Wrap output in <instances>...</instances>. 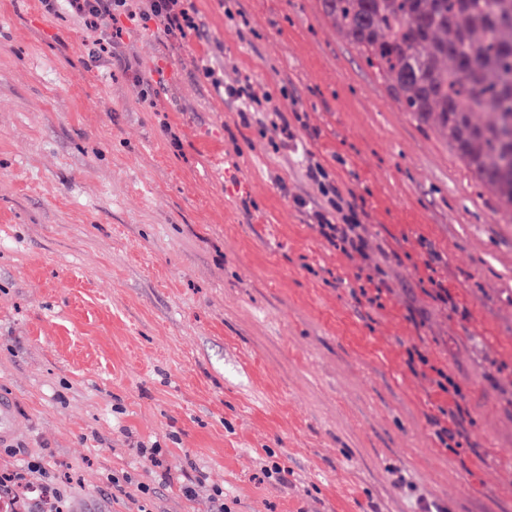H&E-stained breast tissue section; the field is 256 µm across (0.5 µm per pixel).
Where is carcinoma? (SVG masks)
I'll return each mask as SVG.
<instances>
[{
  "mask_svg": "<svg viewBox=\"0 0 512 512\" xmlns=\"http://www.w3.org/2000/svg\"><path fill=\"white\" fill-rule=\"evenodd\" d=\"M403 111L512 212V0H319Z\"/></svg>",
  "mask_w": 512,
  "mask_h": 512,
  "instance_id": "cac0c4a2",
  "label": "carcinoma"
}]
</instances>
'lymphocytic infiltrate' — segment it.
<instances>
[{
	"label": "lymphocytic infiltrate",
	"mask_w": 512,
	"mask_h": 512,
	"mask_svg": "<svg viewBox=\"0 0 512 512\" xmlns=\"http://www.w3.org/2000/svg\"><path fill=\"white\" fill-rule=\"evenodd\" d=\"M44 3L50 11L64 8L86 27L112 39L121 37L123 28L119 21L123 18L134 24L155 22L168 35H182L197 27L192 0H44ZM199 70L237 112L244 126L255 128L261 137L267 138L273 150L293 152L296 164L317 193L313 200L294 196L293 203L309 212L328 245L348 257H360L364 267H372L375 258L369 230L357 213L355 195L344 193L325 164L297 137L295 127L304 123V114L282 106L270 92L250 79L225 80L206 61ZM430 382L448 398V423L435 432L439 442L448 446L461 434L464 396L459 385L443 370H436ZM0 494L6 496L12 512H42V497L46 494L52 498L55 512H67L62 487L38 459L28 461L20 470H1Z\"/></svg>",
	"instance_id": "lymphocytic-infiltrate-1"
}]
</instances>
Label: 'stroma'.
<instances>
[{"instance_id": "35a3bbf8", "label": "stroma", "mask_w": 512, "mask_h": 512, "mask_svg": "<svg viewBox=\"0 0 512 512\" xmlns=\"http://www.w3.org/2000/svg\"><path fill=\"white\" fill-rule=\"evenodd\" d=\"M193 2L186 36L152 23L95 56L76 20L0 0V469L46 458L70 512H209L218 487L233 512H512V216L318 0ZM206 58L306 112L388 254L383 306ZM415 349L462 389L458 447ZM115 474L152 495L113 497Z\"/></svg>"}]
</instances>
